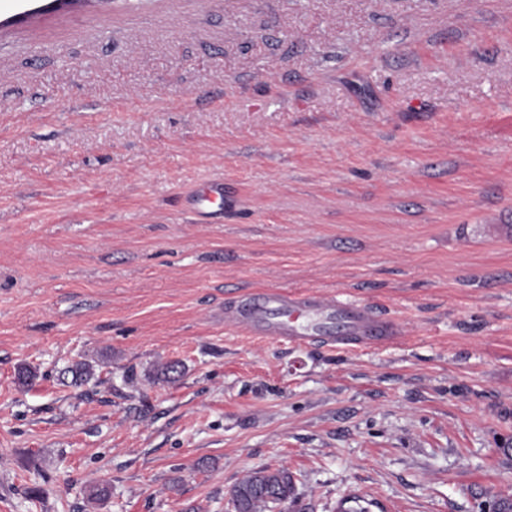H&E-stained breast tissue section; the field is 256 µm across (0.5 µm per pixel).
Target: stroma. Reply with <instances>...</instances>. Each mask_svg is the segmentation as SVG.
Instances as JSON below:
<instances>
[{
	"mask_svg": "<svg viewBox=\"0 0 512 512\" xmlns=\"http://www.w3.org/2000/svg\"><path fill=\"white\" fill-rule=\"evenodd\" d=\"M45 3L0 8V512L512 500V0ZM267 288L400 334L225 323ZM193 208L201 214H212V208L224 209V184L222 182H207L201 184L191 195ZM298 500L296 482L287 469H257L231 492L235 512H282L280 507Z\"/></svg>",
	"mask_w": 512,
	"mask_h": 512,
	"instance_id": "obj_1",
	"label": "stroma"
}]
</instances>
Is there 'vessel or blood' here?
Returning a JSON list of instances; mask_svg holds the SVG:
<instances>
[{
  "mask_svg": "<svg viewBox=\"0 0 512 512\" xmlns=\"http://www.w3.org/2000/svg\"><path fill=\"white\" fill-rule=\"evenodd\" d=\"M193 208L201 214L224 206V185L201 184L191 195ZM236 323L260 336L288 338L294 341L324 334L327 342L338 345H374L391 340L397 334L395 324L365 307L334 297L312 296L298 301L273 290L252 295L233 308Z\"/></svg>",
  "mask_w": 512,
  "mask_h": 512,
  "instance_id": "b4317fda",
  "label": "vessel or blood"
}]
</instances>
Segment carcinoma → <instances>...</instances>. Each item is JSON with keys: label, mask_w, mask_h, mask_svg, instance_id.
<instances>
[{"label": "carcinoma", "mask_w": 512, "mask_h": 512, "mask_svg": "<svg viewBox=\"0 0 512 512\" xmlns=\"http://www.w3.org/2000/svg\"><path fill=\"white\" fill-rule=\"evenodd\" d=\"M297 500L294 476L286 469L254 470L231 492L235 512H282L283 504Z\"/></svg>", "instance_id": "1"}]
</instances>
